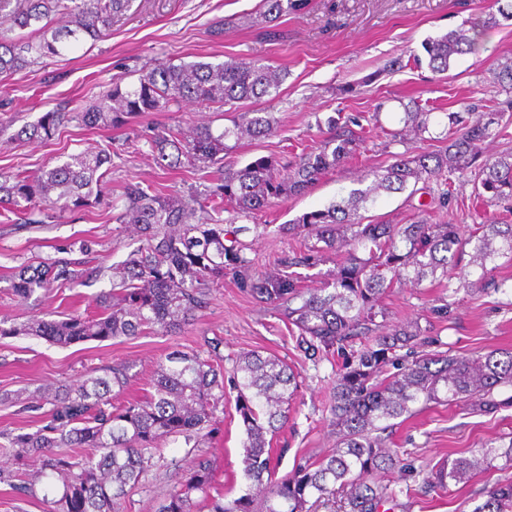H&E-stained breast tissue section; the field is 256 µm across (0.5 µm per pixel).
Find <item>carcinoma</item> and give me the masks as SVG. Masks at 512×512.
<instances>
[{
  "label": "carcinoma",
  "instance_id": "cac0c4a2",
  "mask_svg": "<svg viewBox=\"0 0 512 512\" xmlns=\"http://www.w3.org/2000/svg\"><path fill=\"white\" fill-rule=\"evenodd\" d=\"M131 0H0V76L64 55L71 41L106 37ZM262 21L273 23L299 15L307 0H262ZM512 20V3L489 15L482 25L461 24L422 44L434 74H445L453 60L478 51L484 31ZM34 25L42 31L34 42L17 46L9 33ZM287 71L254 61L231 58L223 62H157L136 83L116 79L84 108L47 112L37 123L23 127L17 136L30 142L51 139L65 120L90 127H118L145 112H163L172 105L195 101L208 107L236 112L232 125L210 124L155 127L145 134L157 163L169 169L186 165L205 168L223 162L233 138H261L272 129L267 112H237L246 101L279 91ZM496 83L512 91V58L495 73ZM458 130L448 134L442 153L421 152L412 157L395 155L384 173L364 189L328 206L302 214L280 232L304 238V248L281 262L279 272L262 271L240 281L241 288L261 302L272 303L279 315L297 331V340L314 355H336L342 368L336 380L331 407L338 440L336 448L318 460H307L278 481L264 479L271 472V436L287 421L289 402L298 388L293 368L275 355L257 351L237 355L224 369L221 342L205 351L180 350L160 359L153 372V393L144 401L112 405L136 374L133 365L92 370L71 385L36 391L21 398L11 396L19 412H42L41 426L30 433L0 430V453L31 472L21 475L0 468V484L13 497H35L43 492L47 512H116L126 488L138 483L151 466L161 440L184 437L199 442L201 432L216 434L224 423V384L236 392V412L246 433L244 472L260 503L251 494L230 502L210 495L211 460L195 457L180 487L161 505L160 512H193L195 495L209 501L210 512H314L339 502L342 512H380L393 495L385 485L369 483L365 476L400 463L397 453L382 437L389 421L417 412V406L458 403L472 398L485 410L511 405L494 398L500 386H512V351L485 356L451 355L430 350L418 322L380 332L377 317H385L382 298L388 289L426 279L441 282L448 268L458 264L471 248L469 264L486 279L488 264L498 257L512 259V224H481L466 235L457 224L363 223L360 210L383 194L402 192L409 180L436 179L448 185L450 176L477 166L478 197L512 201V151L480 160L482 145L492 137L494 118L465 121L448 114ZM430 113L412 101L405 106L403 126L388 133L402 143L412 135L424 139ZM364 143L350 129L320 142L288 168L270 156L234 170L202 195L173 196L155 188L131 183L125 188L121 224H132L144 243L126 257L105 265L96 242L83 239L54 247L55 256L37 265L23 264L9 276L8 289L21 302L42 297L56 288L80 285L97 270L106 272L112 288L95 298L90 315L73 312L56 320L36 319L10 325L0 320V336H37L61 346L86 341H106L146 333L184 332L198 313L213 300L224 277L254 265L247 256L250 245L239 239L241 228L224 223L221 213L230 207L240 217L252 219L272 201L303 193L323 175L355 155ZM108 149L71 154L63 163L35 174L18 170L0 174V203L40 211L77 210L100 200L111 170ZM345 252L331 282L324 288L302 285L295 267L310 269L328 257ZM371 343L353 349L360 338ZM407 349L404 358L397 350ZM397 367L387 375L385 368ZM49 409H44V406ZM512 462L508 444H486L440 465L427 477L435 488L463 483L476 470L491 471L495 462ZM484 502L474 512H512V482L495 481Z\"/></svg>",
  "mask_w": 512,
  "mask_h": 512
}]
</instances>
